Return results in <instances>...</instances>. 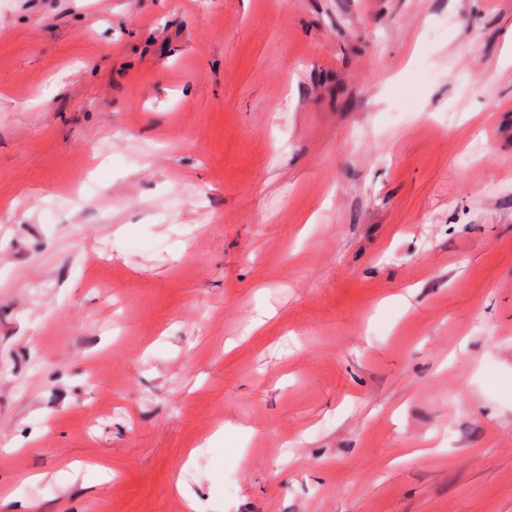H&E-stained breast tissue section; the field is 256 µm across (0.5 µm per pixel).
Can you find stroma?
<instances>
[{"instance_id": "1", "label": "stroma", "mask_w": 512, "mask_h": 512, "mask_svg": "<svg viewBox=\"0 0 512 512\" xmlns=\"http://www.w3.org/2000/svg\"><path fill=\"white\" fill-rule=\"evenodd\" d=\"M0 512H512V0H0Z\"/></svg>"}]
</instances>
